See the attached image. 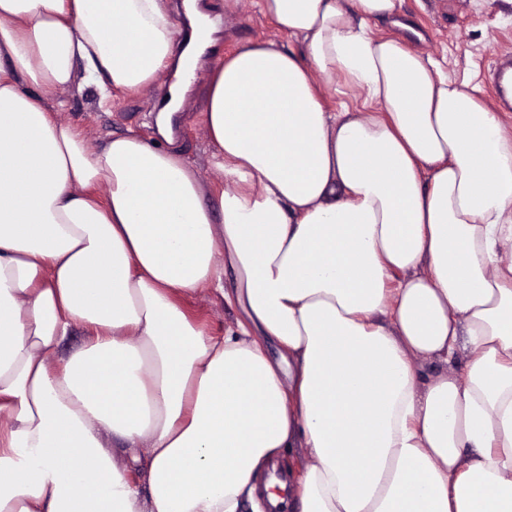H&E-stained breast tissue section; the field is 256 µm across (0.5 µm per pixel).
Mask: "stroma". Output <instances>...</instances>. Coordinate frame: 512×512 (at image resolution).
Segmentation results:
<instances>
[{
	"label": "stroma",
	"instance_id": "35a3bbf8",
	"mask_svg": "<svg viewBox=\"0 0 512 512\" xmlns=\"http://www.w3.org/2000/svg\"><path fill=\"white\" fill-rule=\"evenodd\" d=\"M402 13L416 31L410 47L429 53L449 80L476 86L483 103L501 110L504 124L512 132V108H502L491 76L499 59L512 56V0H403ZM254 40H271L284 46L289 43L276 24L258 12L252 0H239L225 17L217 46L207 50L205 57L229 56L238 45ZM205 82V73H198L176 115L173 143L196 165L203 200L215 208L223 178L205 164ZM172 83V74H164L146 91L113 97L106 109L98 107L93 91L68 92L61 117L77 126L93 145L131 131L156 142L160 139L156 117ZM183 305L191 315L221 333L235 326L238 318L234 307L205 296L184 299Z\"/></svg>",
	"mask_w": 512,
	"mask_h": 512
}]
</instances>
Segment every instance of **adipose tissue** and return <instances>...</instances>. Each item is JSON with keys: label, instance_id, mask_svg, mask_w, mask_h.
<instances>
[{"label": "adipose tissue", "instance_id": "adipose-tissue-1", "mask_svg": "<svg viewBox=\"0 0 512 512\" xmlns=\"http://www.w3.org/2000/svg\"><path fill=\"white\" fill-rule=\"evenodd\" d=\"M256 5L292 45L209 71L215 212L177 149L58 117L203 56L197 0H0V512H264L294 448L285 512H512V136L373 36L402 0ZM228 270L219 334L182 301Z\"/></svg>", "mask_w": 512, "mask_h": 512}]
</instances>
